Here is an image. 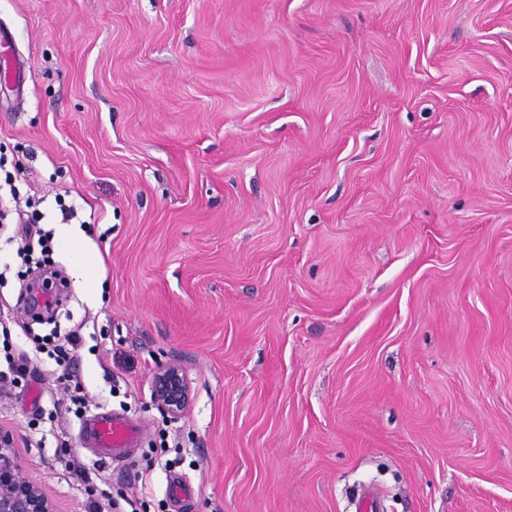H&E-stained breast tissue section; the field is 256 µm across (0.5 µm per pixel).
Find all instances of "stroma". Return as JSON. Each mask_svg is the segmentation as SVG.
<instances>
[{"instance_id":"1","label":"stroma","mask_w":512,"mask_h":512,"mask_svg":"<svg viewBox=\"0 0 512 512\" xmlns=\"http://www.w3.org/2000/svg\"><path fill=\"white\" fill-rule=\"evenodd\" d=\"M0 29V154L69 231L49 324L0 239V322L18 352L83 322L87 397L144 429L102 461L53 359L0 382L60 512H512V0H0ZM152 403L166 418L179 419L192 398V385L183 366L176 361L157 365L151 381Z\"/></svg>"}]
</instances>
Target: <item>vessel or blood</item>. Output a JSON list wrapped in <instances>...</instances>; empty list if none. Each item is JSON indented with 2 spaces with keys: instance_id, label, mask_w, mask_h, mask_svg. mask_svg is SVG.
Segmentation results:
<instances>
[{
  "instance_id": "vessel-or-blood-1",
  "label": "vessel or blood",
  "mask_w": 512,
  "mask_h": 512,
  "mask_svg": "<svg viewBox=\"0 0 512 512\" xmlns=\"http://www.w3.org/2000/svg\"><path fill=\"white\" fill-rule=\"evenodd\" d=\"M79 434L103 459L126 457L141 439V429L123 415L100 409L87 416Z\"/></svg>"
}]
</instances>
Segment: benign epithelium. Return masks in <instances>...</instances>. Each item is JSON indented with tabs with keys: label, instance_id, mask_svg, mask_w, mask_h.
I'll return each instance as SVG.
<instances>
[{
	"label": "benign epithelium",
	"instance_id": "benign-epithelium-1",
	"mask_svg": "<svg viewBox=\"0 0 512 512\" xmlns=\"http://www.w3.org/2000/svg\"><path fill=\"white\" fill-rule=\"evenodd\" d=\"M152 403L166 418L179 419L192 398V385L183 366L176 361L157 365L151 381ZM11 430L0 425V512H57L42 488L22 475Z\"/></svg>",
	"mask_w": 512,
	"mask_h": 512
}]
</instances>
